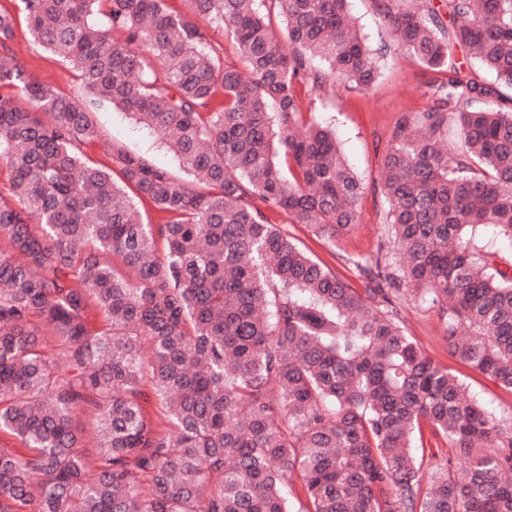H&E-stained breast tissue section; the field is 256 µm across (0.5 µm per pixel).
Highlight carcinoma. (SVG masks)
Listing matches in <instances>:
<instances>
[{"mask_svg": "<svg viewBox=\"0 0 512 512\" xmlns=\"http://www.w3.org/2000/svg\"><path fill=\"white\" fill-rule=\"evenodd\" d=\"M186 2L193 20L166 0H22L34 42L77 70L69 94L24 76L0 10V89L29 103L0 94V432L22 444L0 446V512H512V427L397 305L436 304L452 355L512 392V264L472 246L481 225L512 239V0H374L375 47L349 0H270L280 36L259 0ZM392 51L444 79L394 124L393 252L352 260L360 292L272 216L332 242L359 222L364 185L299 88L367 90ZM103 104L191 181L112 144L93 160ZM424 423L452 450L425 490Z\"/></svg>", "mask_w": 512, "mask_h": 512, "instance_id": "carcinoma-1", "label": "carcinoma"}]
</instances>
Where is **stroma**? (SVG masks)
<instances>
[{
  "label": "stroma",
  "instance_id": "stroma-1",
  "mask_svg": "<svg viewBox=\"0 0 512 512\" xmlns=\"http://www.w3.org/2000/svg\"><path fill=\"white\" fill-rule=\"evenodd\" d=\"M0 7L8 9L17 18L12 48L27 75L55 91L72 92L78 85L76 70L34 45L24 20L21 0H0ZM378 66L377 82L364 92L349 91L338 84L303 95L305 107L313 112L316 120L334 131L349 167L366 187L359 203V223L331 243L316 237L304 225L289 223L286 216L275 218L276 223L285 226L288 234L309 255L357 289L363 288L364 283L352 264L353 259L376 254L390 236L389 226L384 222L385 205L378 184L381 158L399 116L426 108L427 84L435 78L433 72L425 70L403 52L379 58ZM92 119L108 141L144 156L158 166L177 170V161L159 137L126 113L104 105L96 109ZM402 316L407 332L427 356L457 372L476 401L504 423L512 425V392L498 387L449 353L437 308L421 299L408 298L402 304Z\"/></svg>",
  "mask_w": 512,
  "mask_h": 512
}]
</instances>
